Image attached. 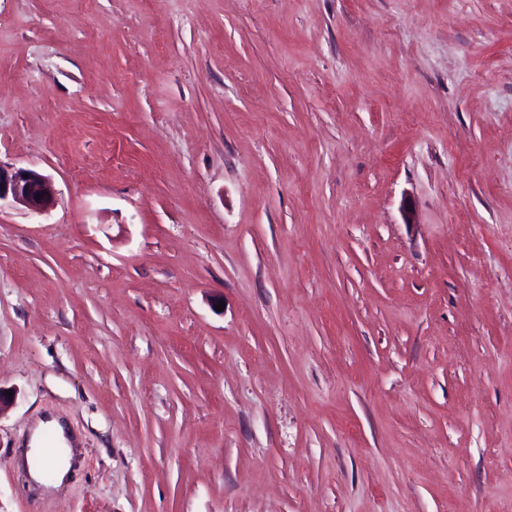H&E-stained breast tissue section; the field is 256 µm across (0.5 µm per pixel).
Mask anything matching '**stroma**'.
I'll use <instances>...</instances> for the list:
<instances>
[{
    "label": "stroma",
    "mask_w": 512,
    "mask_h": 512,
    "mask_svg": "<svg viewBox=\"0 0 512 512\" xmlns=\"http://www.w3.org/2000/svg\"><path fill=\"white\" fill-rule=\"evenodd\" d=\"M0 165V512H512V0H0ZM38 195L41 199H37ZM56 195L50 176L25 168L5 171L0 165V205L8 200L33 213L42 214L53 205ZM50 431L54 435V452H48L44 440V433ZM72 446L65 438L63 426L55 419L41 421L29 444L20 448L17 457L18 464L25 468L29 475L37 482H42V474L47 467L55 470L51 485L60 488L64 485L72 468Z\"/></svg>",
    "instance_id": "stroma-1"
}]
</instances>
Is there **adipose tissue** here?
Instances as JSON below:
<instances>
[{"mask_svg": "<svg viewBox=\"0 0 512 512\" xmlns=\"http://www.w3.org/2000/svg\"><path fill=\"white\" fill-rule=\"evenodd\" d=\"M72 447L65 438L63 426L54 419L40 422L29 444L17 457L34 480H41L46 468H54L53 487H62L72 468Z\"/></svg>", "mask_w": 512, "mask_h": 512, "instance_id": "obj_1", "label": "adipose tissue"}]
</instances>
